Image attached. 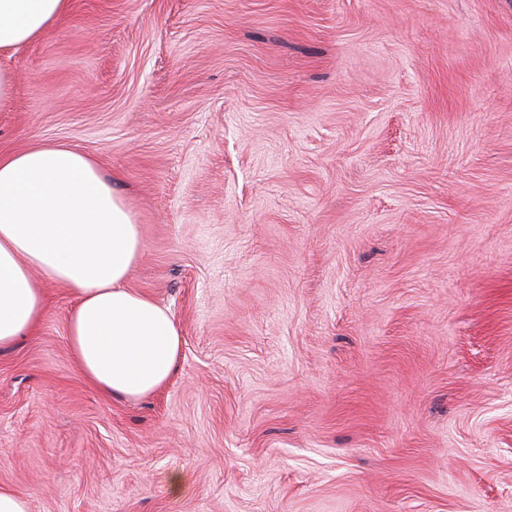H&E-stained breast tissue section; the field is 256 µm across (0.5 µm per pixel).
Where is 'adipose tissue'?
I'll use <instances>...</instances> for the list:
<instances>
[{"label": "adipose tissue", "instance_id": "ef3b65f1", "mask_svg": "<svg viewBox=\"0 0 512 512\" xmlns=\"http://www.w3.org/2000/svg\"><path fill=\"white\" fill-rule=\"evenodd\" d=\"M71 0H0V53L43 36ZM140 229L98 160L62 144L0 152V349L34 332L42 283L74 299L68 343L82 377L137 401L171 379L181 348L171 313L127 281Z\"/></svg>", "mask_w": 512, "mask_h": 512}]
</instances>
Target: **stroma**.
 Wrapping results in <instances>:
<instances>
[{"mask_svg":"<svg viewBox=\"0 0 512 512\" xmlns=\"http://www.w3.org/2000/svg\"><path fill=\"white\" fill-rule=\"evenodd\" d=\"M0 65V151L98 158L183 339L105 396L45 284L0 350L29 512H512V0H72Z\"/></svg>","mask_w":512,"mask_h":512,"instance_id":"stroma-1","label":"stroma"}]
</instances>
